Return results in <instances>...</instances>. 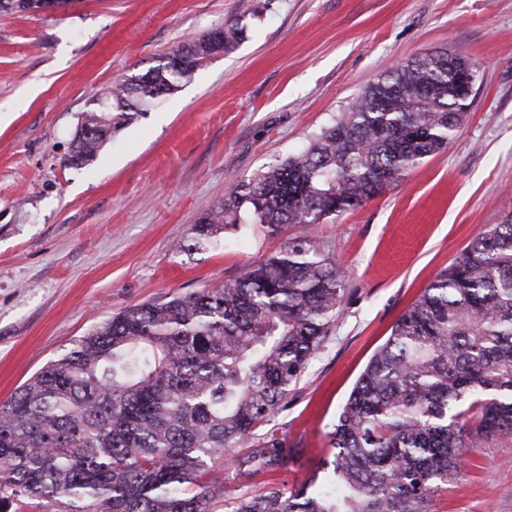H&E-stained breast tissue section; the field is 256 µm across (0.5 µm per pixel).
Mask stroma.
Returning a JSON list of instances; mask_svg holds the SVG:
<instances>
[{
	"label": "stroma",
	"mask_w": 512,
	"mask_h": 512,
	"mask_svg": "<svg viewBox=\"0 0 512 512\" xmlns=\"http://www.w3.org/2000/svg\"><path fill=\"white\" fill-rule=\"evenodd\" d=\"M235 21L247 33L234 50L90 165L64 166L93 96ZM437 50L474 64L473 103L447 149L316 226L315 246L345 277L341 311L268 423L302 453L256 493L312 475L396 320L512 214V0H76L0 14V402L112 315L236 279L299 236L244 224L185 249L230 186L303 148L380 74ZM433 512H512V433L469 449Z\"/></svg>",
	"instance_id": "obj_1"
}]
</instances>
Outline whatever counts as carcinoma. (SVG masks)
Segmentation results:
<instances>
[{
  "instance_id": "cac0c4a2",
  "label": "carcinoma",
  "mask_w": 512,
  "mask_h": 512,
  "mask_svg": "<svg viewBox=\"0 0 512 512\" xmlns=\"http://www.w3.org/2000/svg\"><path fill=\"white\" fill-rule=\"evenodd\" d=\"M233 22L172 47L96 97L64 158L94 159L112 134L244 38ZM473 69L445 51L375 79L302 151L231 187L193 225L192 248L228 227L297 224L301 235L219 285L134 305L74 341L0 403V512H212L205 479L230 461L243 485L301 449L256 434L288 404L336 321L345 277L313 228L401 181L454 139ZM512 432V215L476 236L400 316L358 377L302 482L274 483L227 512H431L467 449ZM235 448L245 452L236 454Z\"/></svg>"
}]
</instances>
